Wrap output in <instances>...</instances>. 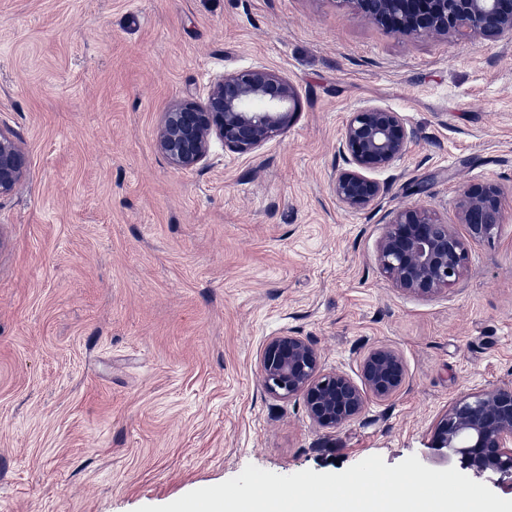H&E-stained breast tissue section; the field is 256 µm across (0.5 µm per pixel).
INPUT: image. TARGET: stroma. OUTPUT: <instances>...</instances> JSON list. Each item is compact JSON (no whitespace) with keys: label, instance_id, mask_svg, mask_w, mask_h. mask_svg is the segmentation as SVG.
Listing matches in <instances>:
<instances>
[{"label":"stroma","instance_id":"obj_1","mask_svg":"<svg viewBox=\"0 0 512 512\" xmlns=\"http://www.w3.org/2000/svg\"><path fill=\"white\" fill-rule=\"evenodd\" d=\"M253 67L296 88L288 127L170 166L163 112ZM366 106L415 137L354 211L332 184ZM0 127L26 160L0 197V512H136L249 464L446 469L438 416L512 386V41L399 36L342 0H0ZM486 182L503 222L464 276L433 298L392 288L375 261L392 211L452 224L461 187ZM281 335L353 378L392 346L405 382L318 428L261 383Z\"/></svg>","mask_w":512,"mask_h":512}]
</instances>
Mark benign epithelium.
Returning <instances> with one entry per match:
<instances>
[{
	"label": "benign epithelium",
	"mask_w": 512,
	"mask_h": 512,
	"mask_svg": "<svg viewBox=\"0 0 512 512\" xmlns=\"http://www.w3.org/2000/svg\"><path fill=\"white\" fill-rule=\"evenodd\" d=\"M368 22L402 36L444 35L456 39H512V0H342ZM299 96L287 79L256 67L224 76L203 101L183 99L163 113L156 148L175 169L203 162L214 137L239 154L288 127ZM412 134L401 115L369 106L351 113L341 135L349 168L333 182L336 199L351 210L364 209L387 192L371 173L388 168L406 151ZM24 153L13 135L0 128V197L13 193L24 176ZM460 235L424 206L392 211L376 262L396 290L434 297L458 281L467 266L469 244L492 241L503 221L501 190L492 183L464 186L457 200ZM261 382L275 396H303L311 422L336 429L361 416L372 398L394 396L405 367L392 347L372 348L363 358L359 380L322 369L315 348L300 336L270 338L260 356ZM432 446L459 456L460 469L475 478L498 476L512 488V387H486L450 405L432 430Z\"/></svg>",
	"instance_id": "obj_1"
}]
</instances>
